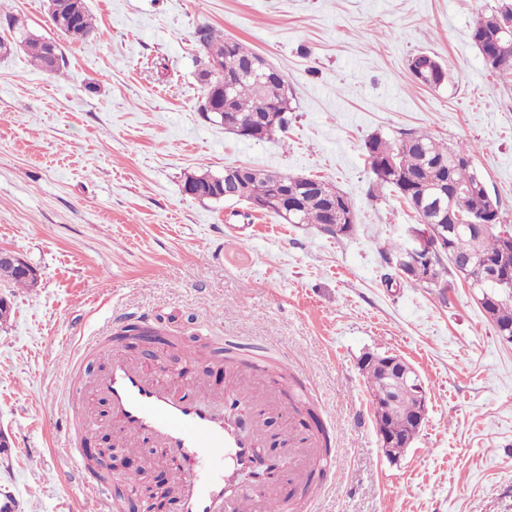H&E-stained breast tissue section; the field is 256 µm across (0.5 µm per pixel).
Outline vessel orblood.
<instances>
[{
    "instance_id": "b4317fda",
    "label": "vessel or blood",
    "mask_w": 512,
    "mask_h": 512,
    "mask_svg": "<svg viewBox=\"0 0 512 512\" xmlns=\"http://www.w3.org/2000/svg\"><path fill=\"white\" fill-rule=\"evenodd\" d=\"M151 314L115 316L107 337L90 336L68 354L63 394L75 412L63 430L61 450L82 477V512H124L111 479L89 473L83 443L100 423L85 406L88 392L105 400L116 447L149 444L176 477L171 512H268L285 504L282 489L307 483L312 470L332 468L314 433L286 429L270 433L269 413L282 401L268 378L276 362L261 355L229 360L223 392L195 377L172 378L151 371L123 351L128 335L156 330ZM100 355L107 371L89 378L85 357ZM262 470L264 483L244 484L241 474Z\"/></svg>"
}]
</instances>
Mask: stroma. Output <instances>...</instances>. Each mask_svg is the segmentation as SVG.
Masks as SVG:
<instances>
[{"instance_id":"1","label":"stroma","mask_w":512,"mask_h":512,"mask_svg":"<svg viewBox=\"0 0 512 512\" xmlns=\"http://www.w3.org/2000/svg\"><path fill=\"white\" fill-rule=\"evenodd\" d=\"M91 46L62 42L51 77L23 50L0 57V248L34 267L35 287L0 281V507L79 512L82 485L55 448L67 416V350L118 310L147 311L180 348L137 341L171 374L224 383L191 339L236 337L309 377L313 414L334 421L335 470L313 512H512V344L468 288L409 283L384 259L414 213L381 186L365 144L428 131L473 148L475 167L512 225V74L488 69L469 37L495 0H86ZM56 38L45 0H0L7 17ZM245 42L288 81V130L244 140L198 107L194 33ZM420 52L451 65L419 84ZM246 165L324 180L357 226L331 237L242 201L185 195L186 174ZM392 354L428 398L419 434L387 458L360 363ZM423 54L428 55V57L422 56ZM408 69L418 83L435 87L445 84L450 73L447 63L435 55L423 52L415 54L409 59Z\"/></svg>"}]
</instances>
